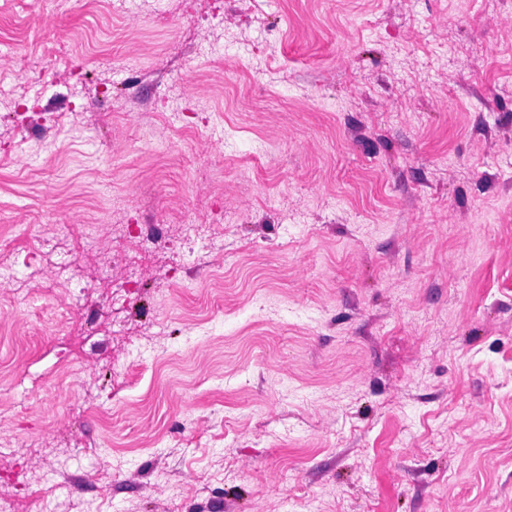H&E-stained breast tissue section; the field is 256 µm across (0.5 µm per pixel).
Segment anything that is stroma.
<instances>
[{
	"label": "stroma",
	"instance_id": "35a3bbf8",
	"mask_svg": "<svg viewBox=\"0 0 512 512\" xmlns=\"http://www.w3.org/2000/svg\"><path fill=\"white\" fill-rule=\"evenodd\" d=\"M33 2L0 0L16 512H512V0Z\"/></svg>",
	"mask_w": 512,
	"mask_h": 512
}]
</instances>
